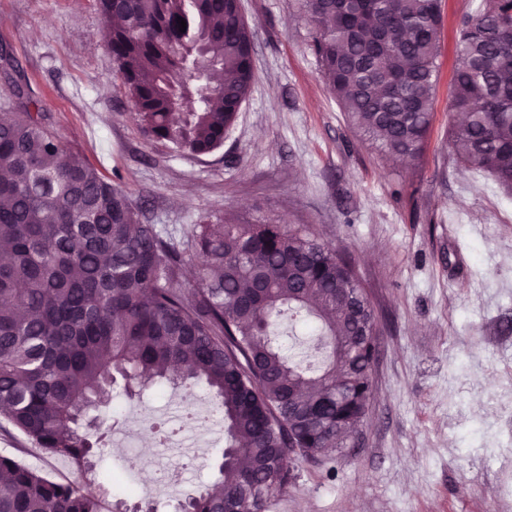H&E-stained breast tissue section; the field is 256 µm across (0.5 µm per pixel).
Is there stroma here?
<instances>
[{
  "mask_svg": "<svg viewBox=\"0 0 512 512\" xmlns=\"http://www.w3.org/2000/svg\"><path fill=\"white\" fill-rule=\"evenodd\" d=\"M476 3L441 0L433 117L420 158L401 164L363 141L327 88L299 0H241L256 79L206 155L141 130L96 0H0L13 79L66 147L141 206L143 223L180 243L226 215L305 226L352 261L378 319L372 400L346 447L292 458L265 512H512V194L449 143L456 43ZM184 401L115 385L96 421L108 503L180 512L191 488L215 481L223 424L199 436L190 488L157 482L151 452L127 445L143 420ZM0 454L80 478L1 419Z\"/></svg>",
  "mask_w": 512,
  "mask_h": 512,
  "instance_id": "1",
  "label": "stroma"
}]
</instances>
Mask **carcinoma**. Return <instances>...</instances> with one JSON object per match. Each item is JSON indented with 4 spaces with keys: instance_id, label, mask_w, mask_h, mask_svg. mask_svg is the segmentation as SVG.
Listing matches in <instances>:
<instances>
[{
    "instance_id": "1",
    "label": "carcinoma",
    "mask_w": 512,
    "mask_h": 512,
    "mask_svg": "<svg viewBox=\"0 0 512 512\" xmlns=\"http://www.w3.org/2000/svg\"><path fill=\"white\" fill-rule=\"evenodd\" d=\"M107 44L145 133L193 154L224 144L255 80L253 35L237 0H98ZM326 86L363 139L418 159L436 86L440 0H302ZM186 31H179L180 19ZM450 108L457 158L512 192V0H480L463 23ZM0 115V416L86 475L105 453L78 416L112 401L119 374L224 418V463L183 512H265L288 486L294 448L344 447L365 416L378 336L353 265L284 224H197L183 246L140 222L130 195L67 151L9 86ZM198 263L196 284L182 270ZM315 325L332 358L284 354L270 327ZM0 512H103L87 484L0 455Z\"/></svg>"
}]
</instances>
